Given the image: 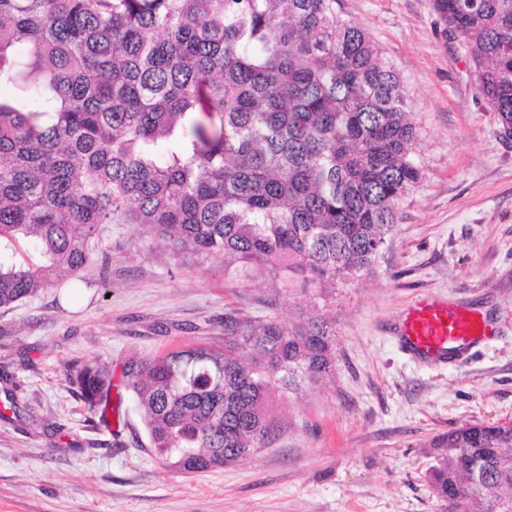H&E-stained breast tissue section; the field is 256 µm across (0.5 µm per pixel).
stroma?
<instances>
[{"label": "stroma", "mask_w": 512, "mask_h": 512, "mask_svg": "<svg viewBox=\"0 0 512 512\" xmlns=\"http://www.w3.org/2000/svg\"><path fill=\"white\" fill-rule=\"evenodd\" d=\"M341 9L402 77L422 179L372 273L329 302L333 378L274 392L279 431L253 457L167 472L133 400L98 423L72 391L73 368L98 362L118 378L132 358L223 345L225 316L295 320L313 296L225 275L219 256L174 258L134 225H106L76 275L0 307V367L17 400L0 417V512H444L427 481L432 440L467 423H512V137L431 0ZM425 296L478 311L491 338L451 363L404 353L394 328Z\"/></svg>", "instance_id": "obj_1"}]
</instances>
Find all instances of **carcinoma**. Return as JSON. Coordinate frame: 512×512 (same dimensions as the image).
I'll use <instances>...</instances> for the list:
<instances>
[{
	"instance_id": "obj_1",
	"label": "carcinoma",
	"mask_w": 512,
	"mask_h": 512,
	"mask_svg": "<svg viewBox=\"0 0 512 512\" xmlns=\"http://www.w3.org/2000/svg\"><path fill=\"white\" fill-rule=\"evenodd\" d=\"M338 0H0V307L76 274L108 224L175 257L300 281L327 302L370 273L422 178L394 66ZM479 91L512 129V0H432ZM39 257L18 264L21 239ZM336 368L324 308L224 318V345L98 363L71 384L99 421L132 393L164 469L197 473L265 448L273 390ZM448 512H512V424L431 444ZM478 465L485 474L473 475Z\"/></svg>"
}]
</instances>
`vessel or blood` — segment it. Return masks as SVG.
<instances>
[{
    "label": "vessel or blood",
    "instance_id": "vessel-or-blood-1",
    "mask_svg": "<svg viewBox=\"0 0 512 512\" xmlns=\"http://www.w3.org/2000/svg\"><path fill=\"white\" fill-rule=\"evenodd\" d=\"M487 335L488 325L476 311L430 297L408 309L400 328L406 352L431 363L467 352Z\"/></svg>",
    "mask_w": 512,
    "mask_h": 512
}]
</instances>
